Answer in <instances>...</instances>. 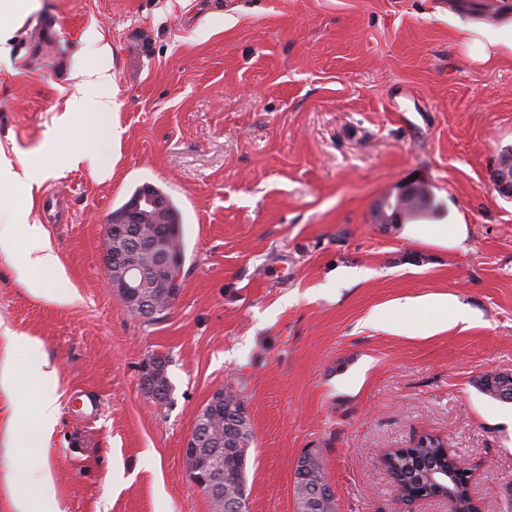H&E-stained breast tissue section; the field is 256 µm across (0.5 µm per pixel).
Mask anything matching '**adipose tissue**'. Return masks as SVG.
I'll return each mask as SVG.
<instances>
[{
	"label": "adipose tissue",
	"mask_w": 512,
	"mask_h": 512,
	"mask_svg": "<svg viewBox=\"0 0 512 512\" xmlns=\"http://www.w3.org/2000/svg\"><path fill=\"white\" fill-rule=\"evenodd\" d=\"M38 7V0H0V62L9 58L13 31ZM82 41L84 58L71 71L74 90L64 112L55 120V135L44 151L16 162L0 152V261L36 296H49L51 286L65 280L66 272L43 226L29 219L33 187L54 177L64 161L86 160L98 175L105 177L110 173L103 158L108 155L115 135L112 49L94 30L85 32ZM89 121L95 122L102 133L96 144L71 140L70 132ZM402 308L432 313L441 329L451 322L464 324L470 320L467 310L445 295L409 301ZM0 339L9 347L23 346L26 369L39 383L38 434L50 436L57 423L59 404L54 387L45 381L49 360L42 343L8 329L0 331ZM14 483V512H61L52 477L44 468L25 464Z\"/></svg>",
	"instance_id": "ef3b65f1"
}]
</instances>
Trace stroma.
Returning <instances> with one entry per match:
<instances>
[{"instance_id":"1","label":"stroma","mask_w":512,"mask_h":512,"mask_svg":"<svg viewBox=\"0 0 512 512\" xmlns=\"http://www.w3.org/2000/svg\"><path fill=\"white\" fill-rule=\"evenodd\" d=\"M59 40L35 38L41 22ZM512 24V0H41L0 65V149L37 151L73 86L87 29L112 47V174L64 166L33 220L72 299L0 267V330L42 342L59 417L37 449L63 512H212L182 448L216 390L246 402L249 512H296L294 469L319 450L336 512H400L386 451L423 434L474 465L481 512H512V197L487 176L512 148V48L475 57L457 23ZM425 183L443 239L374 221ZM152 187L179 211L180 289L148 322L106 288L107 220ZM364 278H357V271ZM447 294L473 316L371 322ZM167 359L157 404L143 368ZM422 185L421 183L413 184L402 189L394 197L391 195L386 196L381 200L376 208V211L381 217L383 224H400L402 223V204L409 199L413 198L417 188ZM394 198V199H393ZM479 388L486 395L503 402L512 401V374H485L479 380Z\"/></svg>"}]
</instances>
